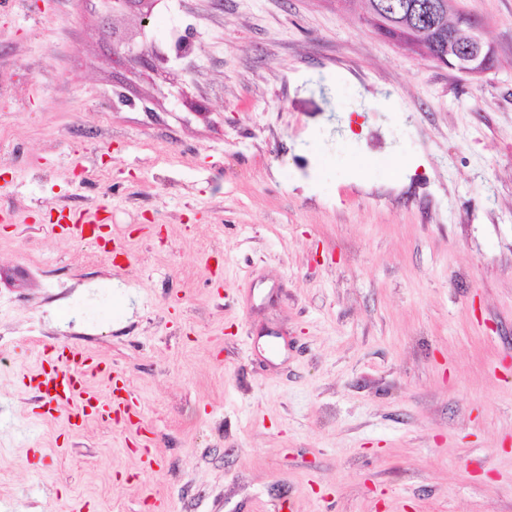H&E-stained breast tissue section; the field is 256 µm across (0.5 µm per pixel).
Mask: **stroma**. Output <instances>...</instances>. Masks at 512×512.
Masks as SVG:
<instances>
[{"instance_id": "1", "label": "stroma", "mask_w": 512, "mask_h": 512, "mask_svg": "<svg viewBox=\"0 0 512 512\" xmlns=\"http://www.w3.org/2000/svg\"><path fill=\"white\" fill-rule=\"evenodd\" d=\"M456 6L483 74L364 0H159L193 50L147 112L113 111L84 0L0 13V512H512V0ZM54 343L124 373L154 470L43 415ZM107 219L108 218L102 216L101 210L94 212L77 210L66 211L65 208H61L57 214L56 223L52 224L59 226L65 234L97 244L104 253L109 254L110 259H112L113 256L119 258L120 256L126 255V251L115 239L111 240L112 248L109 250L104 248L99 241L101 238L98 233L99 229L101 224L106 223Z\"/></svg>"}]
</instances>
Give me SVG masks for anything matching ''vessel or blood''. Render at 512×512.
<instances>
[{
    "instance_id": "b4317fda",
    "label": "vessel or blood",
    "mask_w": 512,
    "mask_h": 512,
    "mask_svg": "<svg viewBox=\"0 0 512 512\" xmlns=\"http://www.w3.org/2000/svg\"><path fill=\"white\" fill-rule=\"evenodd\" d=\"M105 219L101 211L62 210L56 224L63 233L91 243L100 240ZM104 379L107 395L90 386ZM22 384L44 398L47 413L65 414L72 431H82L88 421L106 422L129 432H140L141 416L124 374L111 364L69 344L47 347L39 365L24 374Z\"/></svg>"
}]
</instances>
